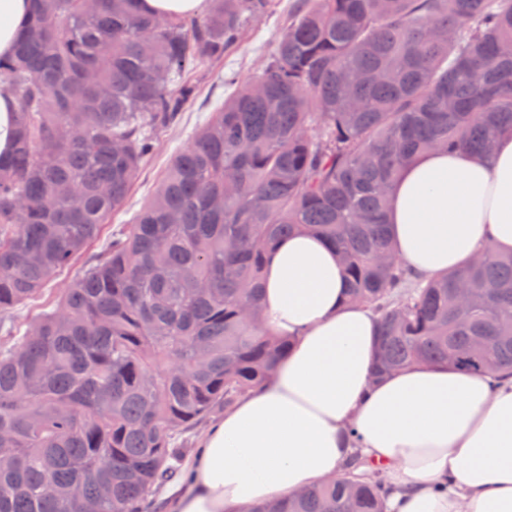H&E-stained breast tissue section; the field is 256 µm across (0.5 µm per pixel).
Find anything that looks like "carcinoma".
<instances>
[{
  "instance_id": "1",
  "label": "carcinoma",
  "mask_w": 512,
  "mask_h": 512,
  "mask_svg": "<svg viewBox=\"0 0 512 512\" xmlns=\"http://www.w3.org/2000/svg\"><path fill=\"white\" fill-rule=\"evenodd\" d=\"M159 18L141 0H31L0 89V512H160L189 435L288 350L259 304L276 242L334 248L349 297L378 314L380 378L415 362L512 370V254L418 279L392 254L388 199L420 152L490 155L512 133V0H302L258 76L174 157L135 222L87 249L123 205L155 131L270 0ZM377 474L251 512H384ZM80 263L61 271L55 279L48 285L47 288H52L50 293L44 294L36 302L28 303L26 306L19 310L18 315L15 317L14 322H23L25 319H30L35 316L44 305L48 304L55 294L61 289L65 288L78 274Z\"/></svg>"
}]
</instances>
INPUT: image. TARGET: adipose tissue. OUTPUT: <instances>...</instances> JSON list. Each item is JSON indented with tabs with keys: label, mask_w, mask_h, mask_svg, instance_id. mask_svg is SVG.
Instances as JSON below:
<instances>
[{
	"label": "adipose tissue",
	"mask_w": 512,
	"mask_h": 512,
	"mask_svg": "<svg viewBox=\"0 0 512 512\" xmlns=\"http://www.w3.org/2000/svg\"><path fill=\"white\" fill-rule=\"evenodd\" d=\"M30 8L0 0V58L12 55ZM387 222L398 257L424 278L487 244L512 253V134L486 158L414 156ZM262 305L267 328L290 339L288 355L209 427L169 512H249L356 459L392 484L386 512H512V374L417 365L372 380L375 314L348 303L335 251L311 233L275 245Z\"/></svg>",
	"instance_id": "1"
}]
</instances>
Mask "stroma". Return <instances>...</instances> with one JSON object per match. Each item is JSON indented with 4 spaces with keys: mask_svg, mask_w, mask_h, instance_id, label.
I'll list each match as a JSON object with an SVG mask.
<instances>
[{
    "mask_svg": "<svg viewBox=\"0 0 512 512\" xmlns=\"http://www.w3.org/2000/svg\"><path fill=\"white\" fill-rule=\"evenodd\" d=\"M296 0H272L266 14L249 21L244 39L238 48L223 61L210 63L189 72L188 78L197 86L196 96L183 108L178 123L160 130L155 149L145 159L122 207L113 212L108 224L102 226L90 252L107 246L113 232L121 225L131 223L144 203L159 185L171 159L192 140L197 129L230 92L224 83L226 72H235L239 80L254 78L274 48L275 34L288 23V14Z\"/></svg>",
    "mask_w": 512,
    "mask_h": 512,
    "instance_id": "35a3bbf8",
    "label": "stroma"
}]
</instances>
